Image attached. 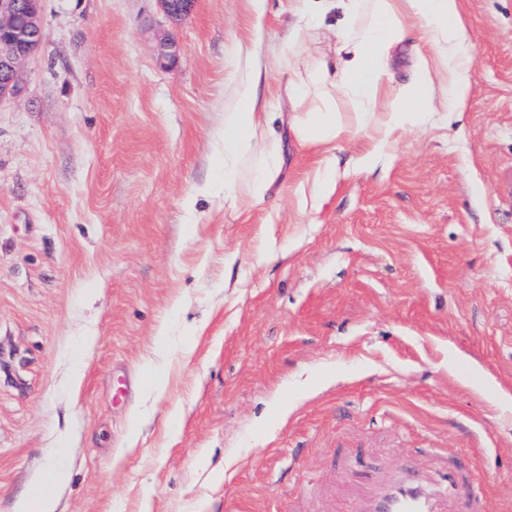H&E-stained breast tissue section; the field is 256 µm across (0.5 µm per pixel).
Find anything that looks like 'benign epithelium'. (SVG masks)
<instances>
[{"instance_id": "obj_1", "label": "benign epithelium", "mask_w": 512, "mask_h": 512, "mask_svg": "<svg viewBox=\"0 0 512 512\" xmlns=\"http://www.w3.org/2000/svg\"><path fill=\"white\" fill-rule=\"evenodd\" d=\"M168 22L180 24L194 9L195 0H159ZM47 36L42 0H0V103L25 89L20 68L38 56ZM178 55V44L168 32L156 36V57L167 68Z\"/></svg>"}]
</instances>
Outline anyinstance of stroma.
<instances>
[{
  "instance_id": "1",
  "label": "stroma",
  "mask_w": 512,
  "mask_h": 512,
  "mask_svg": "<svg viewBox=\"0 0 512 512\" xmlns=\"http://www.w3.org/2000/svg\"><path fill=\"white\" fill-rule=\"evenodd\" d=\"M292 4L197 0L162 68L157 0H45L0 103V512L65 429L64 512H360V471L441 493L452 465L512 512V0H463L462 114L369 171L365 140L338 141L322 203L321 157L291 138L264 202L187 212L224 175L249 55L274 99L331 54L334 32L291 40ZM433 55L409 21L383 84ZM121 376L142 386L118 409ZM178 55V44L169 32L156 36V57L159 65L167 68L174 63Z\"/></svg>"
}]
</instances>
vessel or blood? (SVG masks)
Instances as JSON below:
<instances>
[{"instance_id": "vessel-or-blood-1", "label": "vessel or blood", "mask_w": 512, "mask_h": 512, "mask_svg": "<svg viewBox=\"0 0 512 512\" xmlns=\"http://www.w3.org/2000/svg\"><path fill=\"white\" fill-rule=\"evenodd\" d=\"M449 502L480 495L477 486L464 484L455 469L445 477ZM361 512H440L436 493L415 475H399L391 482L377 486L367 497Z\"/></svg>"}]
</instances>
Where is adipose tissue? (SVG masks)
<instances>
[{"mask_svg":"<svg viewBox=\"0 0 512 512\" xmlns=\"http://www.w3.org/2000/svg\"><path fill=\"white\" fill-rule=\"evenodd\" d=\"M341 13L335 57L320 59L316 87L293 74L285 88V111H269L259 96L265 66L252 59L236 108L224 115V207L263 202L283 167L284 137L293 134L304 146L326 153L319 195L335 190L336 140L367 138L372 148L385 146L417 113L457 112L463 105L472 58L462 0H294L295 30L325 24ZM427 25V35L447 60L448 78L438 80L429 62H421L415 80L398 89L379 78L391 49L406 35L405 21ZM359 107L343 120L337 102ZM72 468L68 440L53 449L43 469L19 495L15 512H57L59 494Z\"/></svg>","mask_w":512,"mask_h":512,"instance_id":"ef3b65f1","label":"adipose tissue"}]
</instances>
